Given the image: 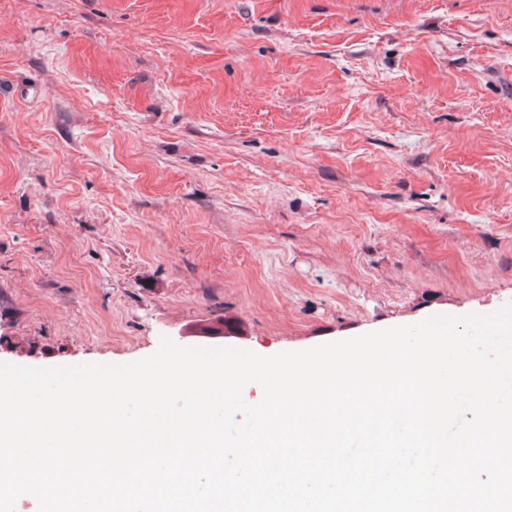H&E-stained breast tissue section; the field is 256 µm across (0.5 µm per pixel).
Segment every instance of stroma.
I'll return each mask as SVG.
<instances>
[{
    "mask_svg": "<svg viewBox=\"0 0 512 512\" xmlns=\"http://www.w3.org/2000/svg\"><path fill=\"white\" fill-rule=\"evenodd\" d=\"M510 301L512 0H0V361Z\"/></svg>",
    "mask_w": 512,
    "mask_h": 512,
    "instance_id": "stroma-1",
    "label": "stroma"
}]
</instances>
